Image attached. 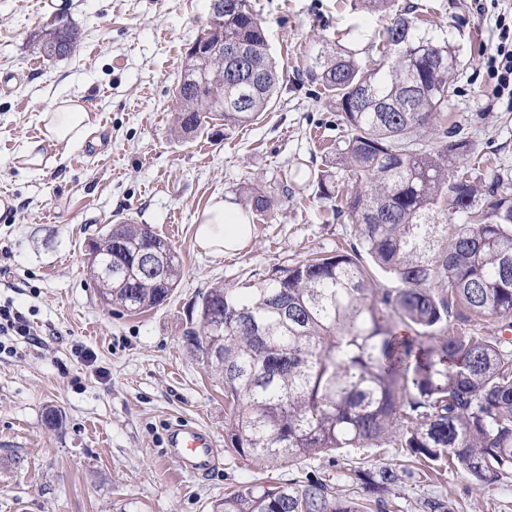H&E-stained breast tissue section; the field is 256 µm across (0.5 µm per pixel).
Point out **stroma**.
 <instances>
[{
    "label": "stroma",
    "mask_w": 512,
    "mask_h": 512,
    "mask_svg": "<svg viewBox=\"0 0 512 512\" xmlns=\"http://www.w3.org/2000/svg\"><path fill=\"white\" fill-rule=\"evenodd\" d=\"M286 71L273 108L254 124L212 120L190 140L172 131L174 92L186 50L206 25L210 0H0V303L34 322L38 343L0 338V512H212L225 493L263 491L292 477L352 488L341 466L409 470L385 512H512V476L484 486L458 467L436 472L404 449L370 448L265 468L227 452L224 387L185 341L189 313L214 285L235 287L310 254L331 255L354 238L348 217L297 189L275 215L254 220L251 244L221 257L195 243L214 197L270 191L284 170H326L347 135L332 101L308 75L317 57L355 53L368 64L385 13L359 0H249ZM413 5L423 32L447 42L456 92L446 124L459 125L483 165L479 178L512 193V110L493 92L486 57L496 43L491 0H395ZM82 34L77 53L36 56L50 17ZM71 96L87 103L92 131L60 164L24 168V142L40 139V115ZM147 224L183 259L177 288L141 314L102 306L84 270L104 225ZM60 422L52 426L49 414ZM197 425L221 450L220 464L190 473L168 453L172 427Z\"/></svg>",
    "instance_id": "1"
}]
</instances>
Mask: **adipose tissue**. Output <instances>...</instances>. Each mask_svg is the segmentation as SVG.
I'll return each instance as SVG.
<instances>
[{
  "label": "adipose tissue",
  "mask_w": 512,
  "mask_h": 512,
  "mask_svg": "<svg viewBox=\"0 0 512 512\" xmlns=\"http://www.w3.org/2000/svg\"><path fill=\"white\" fill-rule=\"evenodd\" d=\"M45 127L42 140L25 143L21 156L27 166L48 168L56 165L71 146L85 141L90 132L89 109L74 98L42 112ZM254 227L244 210L224 200L214 201L204 212L196 229L200 248L212 255L244 249L253 239Z\"/></svg>",
  "instance_id": "adipose-tissue-1"
}]
</instances>
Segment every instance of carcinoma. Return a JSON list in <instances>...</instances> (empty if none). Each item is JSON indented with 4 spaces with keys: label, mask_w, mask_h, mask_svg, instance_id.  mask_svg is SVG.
<instances>
[{
    "label": "carcinoma",
    "mask_w": 512,
    "mask_h": 512,
    "mask_svg": "<svg viewBox=\"0 0 512 512\" xmlns=\"http://www.w3.org/2000/svg\"><path fill=\"white\" fill-rule=\"evenodd\" d=\"M58 56L80 33L59 26ZM374 68L349 54L317 58L311 79L336 102L347 127L336 165L355 189L323 171L320 197L354 224L355 242L333 255L272 268L239 288L199 296L186 339L207 363L231 410V450L262 465L340 453L404 448L425 463L450 462L481 485L512 473V350L495 336L448 332L454 315L512 316V194L475 176L476 156L460 131L444 127L454 92L448 46L401 13L383 28ZM218 54L175 89L177 131L209 119L248 126L272 107L280 83L268 36L247 0H224ZM272 197L253 191L244 207L266 216ZM461 218L448 232L443 211ZM124 266L103 273L86 262L101 302L124 313L162 305L177 287L181 259L148 224H116ZM148 248L161 277L137 265ZM382 272L395 287L377 288ZM352 483L383 506L401 481L389 467L353 471ZM213 512H361L330 484L292 478L268 491H234Z\"/></svg>",
    "instance_id": "1"
}]
</instances>
